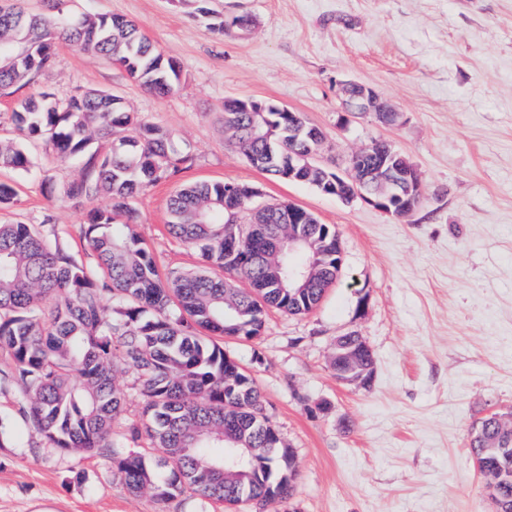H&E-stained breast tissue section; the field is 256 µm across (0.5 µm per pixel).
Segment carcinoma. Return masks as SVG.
<instances>
[{
	"label": "carcinoma",
	"instance_id": "carcinoma-1",
	"mask_svg": "<svg viewBox=\"0 0 512 512\" xmlns=\"http://www.w3.org/2000/svg\"><path fill=\"white\" fill-rule=\"evenodd\" d=\"M50 12L27 14L0 4V94L37 81L68 43L120 65L142 87L164 95L181 72L120 16L64 19L65 0H49ZM197 12L224 34V18L210 0H196ZM269 139L253 135L252 114L239 102L224 104V128L257 169L278 179L288 151L307 153L314 141L288 139V127L305 126L297 112H269ZM16 128L40 138L57 157L82 164L80 180L66 189L69 199L106 194L107 211L89 214L80 227L102 275L94 276L66 251L52 245L43 225L0 224V392L15 389L18 411L51 448L105 453L124 474L131 493L148 491L166 503L185 493L237 506L254 501L259 512H281L296 491L294 454L261 415L263 399L253 379L231 363L206 335L254 338L267 311L305 315L336 283V228L330 224H288V205L271 204L262 213L249 205L224 209L226 182H194L168 201L169 231L197 248L202 259L245 278L240 289L204 268L159 272L135 227V199L145 188L191 165L176 156L169 135L141 123L113 94L86 91L62 104L40 93L13 112ZM138 135H120L128 127ZM108 148L92 153L93 136ZM28 155L20 142L0 141V167L24 170ZM302 229L313 236L319 258L311 288L296 293L281 273L277 243ZM112 305H104V299ZM132 372L143 398V428L166 450L165 476L156 475L144 454L112 439V421L124 397L115 384V366ZM232 448L248 449V477L224 482V458Z\"/></svg>",
	"mask_w": 512,
	"mask_h": 512
}]
</instances>
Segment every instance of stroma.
Segmentation results:
<instances>
[{
    "mask_svg": "<svg viewBox=\"0 0 512 512\" xmlns=\"http://www.w3.org/2000/svg\"><path fill=\"white\" fill-rule=\"evenodd\" d=\"M247 31H213L194 0H68L70 15L133 21L183 77L147 92L119 65L67 43L36 87L0 96V137L38 89L63 102L80 91L123 98L141 122L168 131L189 169L136 199L137 232L160 271L201 268L172 236L167 203L190 181L247 184L263 203L291 202L335 226L343 249L333 288L314 311L269 310L260 336L223 338L251 374L298 476L284 512H493L467 450L475 421L512 413V0H212ZM372 88L400 113L385 126L346 112L341 85ZM287 107L320 128L317 163L341 166L359 147L390 141L416 166L422 204L403 219L247 163L224 137V103ZM27 169L0 168L17 195L0 224H38L89 269L79 234L105 196L73 203L80 177L43 142ZM43 223V222H42ZM363 337L376 361L369 388L337 380V337ZM0 512H227L185 494L161 504L127 491L111 459L47 447L0 394Z\"/></svg>",
    "mask_w": 512,
    "mask_h": 512,
    "instance_id": "1",
    "label": "stroma"
}]
</instances>
